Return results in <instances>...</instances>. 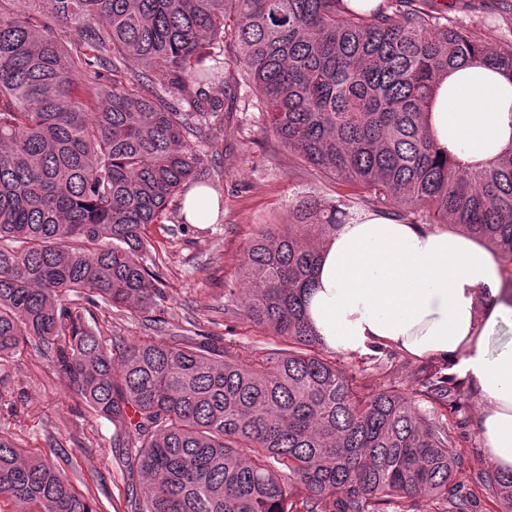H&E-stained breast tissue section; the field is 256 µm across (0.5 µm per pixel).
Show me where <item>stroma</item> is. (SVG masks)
<instances>
[{"instance_id":"stroma-1","label":"stroma","mask_w":512,"mask_h":512,"mask_svg":"<svg viewBox=\"0 0 512 512\" xmlns=\"http://www.w3.org/2000/svg\"><path fill=\"white\" fill-rule=\"evenodd\" d=\"M427 8L473 32L490 50L512 46V0H428ZM205 163L218 172L210 183L221 205L216 221L186 224L172 207L165 222L148 231L160 256L157 271L165 297L160 317L166 335H214L249 362L265 347L237 313L245 293L240 262L248 242L257 225L286 222L294 193L329 198L340 184L300 165L278 143L264 104L248 88L241 89L227 132ZM70 305L83 310L105 340L136 341L153 333L152 322L84 297H71ZM389 359L406 374L420 365L386 350L349 359L348 365L367 370L374 386L383 388L390 383L384 367ZM128 436L126 428L96 415L31 346H19L0 365V439L40 454L65 472L95 512H134L126 458L113 448L114 440Z\"/></svg>"}]
</instances>
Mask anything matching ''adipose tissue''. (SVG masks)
Here are the masks:
<instances>
[{
    "mask_svg": "<svg viewBox=\"0 0 512 512\" xmlns=\"http://www.w3.org/2000/svg\"><path fill=\"white\" fill-rule=\"evenodd\" d=\"M427 122L440 147L467 162L512 146V77L469 64L440 77ZM500 257L466 233L367 212L339 225L320 252L307 313L337 353L379 348L455 362L483 405L478 430L493 466L512 472V303Z\"/></svg>",
    "mask_w": 512,
    "mask_h": 512,
    "instance_id": "adipose-tissue-1",
    "label": "adipose tissue"
}]
</instances>
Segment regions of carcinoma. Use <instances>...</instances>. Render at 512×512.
<instances>
[{
	"label": "carcinoma",
	"instance_id": "obj_1",
	"mask_svg": "<svg viewBox=\"0 0 512 512\" xmlns=\"http://www.w3.org/2000/svg\"><path fill=\"white\" fill-rule=\"evenodd\" d=\"M424 2L381 0L365 18L344 0H0V363L29 343L134 430V512H388L422 492L437 512L481 505L449 489L471 444L461 383L431 366L406 390L376 388L305 306L336 227L391 202L397 221L497 250L512 292V146L475 167L426 122L440 76L473 61L512 75V48L488 50ZM243 84L284 147L351 185L295 197L289 223L258 225L243 254L241 316L269 352L242 362L213 336L107 345L66 299L156 311L149 225L212 177L201 147L218 146ZM479 484L512 512V473ZM0 497L93 512L64 472L2 439Z\"/></svg>",
	"mask_w": 512,
	"mask_h": 512
}]
</instances>
